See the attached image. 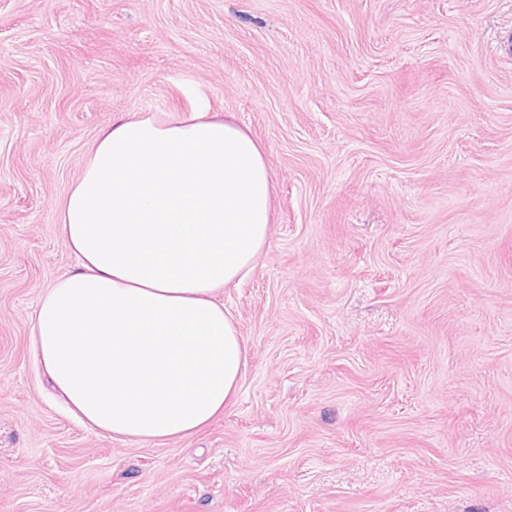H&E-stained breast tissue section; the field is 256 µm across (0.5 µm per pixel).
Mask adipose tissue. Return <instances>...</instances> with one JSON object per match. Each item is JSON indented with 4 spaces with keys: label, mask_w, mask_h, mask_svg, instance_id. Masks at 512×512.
<instances>
[{
    "label": "adipose tissue",
    "mask_w": 512,
    "mask_h": 512,
    "mask_svg": "<svg viewBox=\"0 0 512 512\" xmlns=\"http://www.w3.org/2000/svg\"><path fill=\"white\" fill-rule=\"evenodd\" d=\"M274 183L222 112H130L96 140L59 208L78 259L40 298L31 345L83 427L158 444L222 414L247 366L221 301L263 249Z\"/></svg>",
    "instance_id": "ef3b65f1"
}]
</instances>
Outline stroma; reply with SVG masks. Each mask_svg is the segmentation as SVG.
Returning <instances> with one entry per match:
<instances>
[{"label":"stroma","instance_id":"stroma-1","mask_svg":"<svg viewBox=\"0 0 512 512\" xmlns=\"http://www.w3.org/2000/svg\"><path fill=\"white\" fill-rule=\"evenodd\" d=\"M231 113L274 219L234 402L140 445L52 402L58 205L128 112ZM0 512H512V0H0Z\"/></svg>","mask_w":512,"mask_h":512}]
</instances>
